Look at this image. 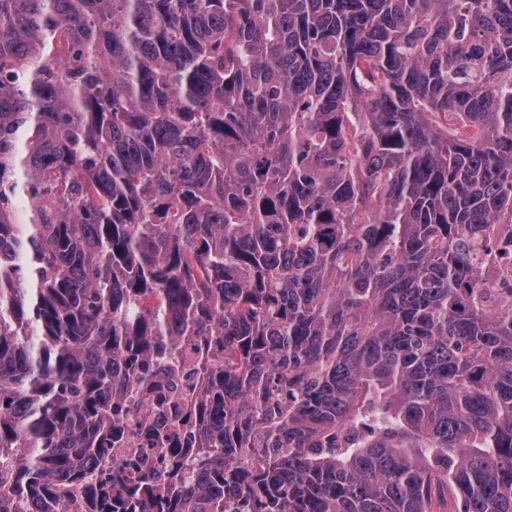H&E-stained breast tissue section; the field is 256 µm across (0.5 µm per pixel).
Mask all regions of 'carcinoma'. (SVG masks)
<instances>
[{"mask_svg": "<svg viewBox=\"0 0 512 512\" xmlns=\"http://www.w3.org/2000/svg\"><path fill=\"white\" fill-rule=\"evenodd\" d=\"M512 0H0V512L199 338L174 512H512Z\"/></svg>", "mask_w": 512, "mask_h": 512, "instance_id": "cac0c4a2", "label": "carcinoma"}]
</instances>
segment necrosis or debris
<instances>
[{
	"label": "necrosis or debris",
	"instance_id": "1",
	"mask_svg": "<svg viewBox=\"0 0 512 512\" xmlns=\"http://www.w3.org/2000/svg\"><path fill=\"white\" fill-rule=\"evenodd\" d=\"M203 363L198 342L187 338L146 362L148 383L126 385L114 408L120 441L84 466L70 492L69 512H100L107 497L112 512H140L127 505L126 490L147 475L160 490L147 512H172L169 492L182 484L200 450L195 394L204 380Z\"/></svg>",
	"mask_w": 512,
	"mask_h": 512
}]
</instances>
